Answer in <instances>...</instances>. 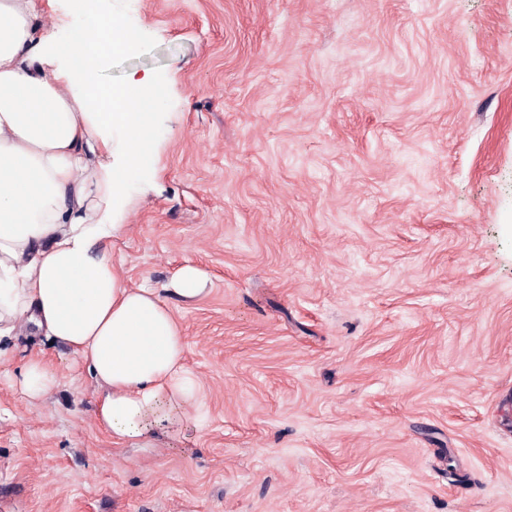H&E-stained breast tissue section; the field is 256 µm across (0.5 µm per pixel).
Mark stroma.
I'll use <instances>...</instances> for the list:
<instances>
[{
	"instance_id": "stroma-1",
	"label": "stroma",
	"mask_w": 512,
	"mask_h": 512,
	"mask_svg": "<svg viewBox=\"0 0 512 512\" xmlns=\"http://www.w3.org/2000/svg\"><path fill=\"white\" fill-rule=\"evenodd\" d=\"M171 127L111 242L204 394L117 441L0 340V512H512V0H123ZM41 357L30 402L10 378Z\"/></svg>"
}]
</instances>
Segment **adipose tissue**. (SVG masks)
<instances>
[{
  "mask_svg": "<svg viewBox=\"0 0 512 512\" xmlns=\"http://www.w3.org/2000/svg\"><path fill=\"white\" fill-rule=\"evenodd\" d=\"M69 15L53 33L36 0H0V338L33 320L101 383L103 429L137 439L165 401H200L168 300L199 297L208 276L188 263L161 288L119 279L103 242L168 128L128 109L129 95L158 99L151 78L98 80L103 55L137 45L117 0H69Z\"/></svg>",
  "mask_w": 512,
  "mask_h": 512,
  "instance_id": "obj_1",
  "label": "adipose tissue"
}]
</instances>
